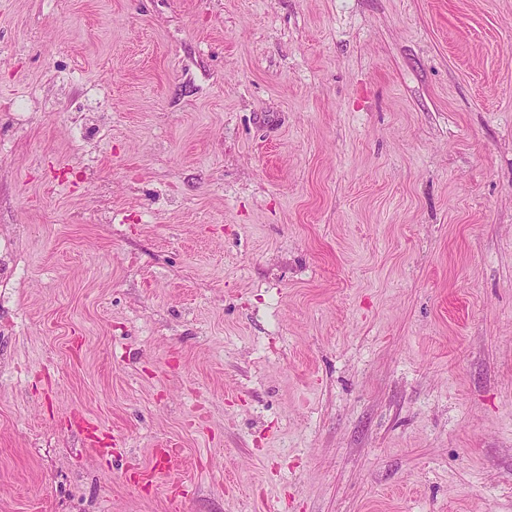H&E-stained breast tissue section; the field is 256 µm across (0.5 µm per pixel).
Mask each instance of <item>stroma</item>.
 Listing matches in <instances>:
<instances>
[{"mask_svg": "<svg viewBox=\"0 0 512 512\" xmlns=\"http://www.w3.org/2000/svg\"><path fill=\"white\" fill-rule=\"evenodd\" d=\"M0 512H512V0H0Z\"/></svg>", "mask_w": 512, "mask_h": 512, "instance_id": "35a3bbf8", "label": "stroma"}]
</instances>
